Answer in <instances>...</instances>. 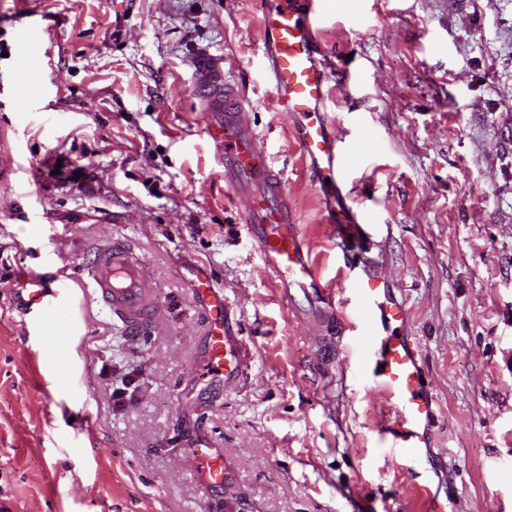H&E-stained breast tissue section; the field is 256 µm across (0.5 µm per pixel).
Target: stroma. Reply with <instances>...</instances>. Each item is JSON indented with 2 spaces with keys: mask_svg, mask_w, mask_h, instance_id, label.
Wrapping results in <instances>:
<instances>
[{
  "mask_svg": "<svg viewBox=\"0 0 512 512\" xmlns=\"http://www.w3.org/2000/svg\"><path fill=\"white\" fill-rule=\"evenodd\" d=\"M330 2L326 110L349 202L371 217L351 264L272 104L255 0H0V512H202L186 453L201 436L233 466L212 512H417L425 488L456 512H512V0ZM25 27L46 39L37 77ZM206 54L248 97L242 119L323 281L370 273L400 290L436 400L421 462L385 450L384 398L267 272L197 92ZM38 82L23 111L19 89ZM113 237L157 306L139 336L82 291ZM201 272L251 368L183 397L207 331ZM32 277L47 301L63 282L75 296L74 352L24 305ZM126 374L137 390L117 406Z\"/></svg>",
  "mask_w": 512,
  "mask_h": 512,
  "instance_id": "obj_1",
  "label": "stroma"
}]
</instances>
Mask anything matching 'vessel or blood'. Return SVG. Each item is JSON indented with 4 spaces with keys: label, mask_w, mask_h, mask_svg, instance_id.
Masks as SVG:
<instances>
[{
    "label": "vessel or blood",
    "mask_w": 512,
    "mask_h": 512,
    "mask_svg": "<svg viewBox=\"0 0 512 512\" xmlns=\"http://www.w3.org/2000/svg\"><path fill=\"white\" fill-rule=\"evenodd\" d=\"M262 14L260 38L271 86V98L287 118L305 169L320 191L326 222L341 243L359 238L367 214L348 204L343 174L344 151L334 123L325 110L328 73L319 26L324 14L319 0H258ZM23 59L39 66L41 41L21 31ZM202 87L221 116L214 140L224 157V180L234 191L252 199L247 222L251 238L266 268L281 288L306 294L322 321L336 315L337 291L329 288L311 258L305 235L288 211L281 173L268 163L256 131L241 122L248 104L244 93L224 78L221 61L201 60ZM89 295L139 334L154 323L155 301L143 288L145 273L129 246L120 239L96 248L87 264ZM208 315L203 341L210 383H235L251 368L243 343L229 332L227 304L208 275L192 284ZM357 304V324L337 326L339 334L354 333V356L361 370H372V388L388 401L391 414L382 432L390 453L407 461L421 457L433 430V399L421 382L422 347L408 332L405 303L387 282L375 276L357 278L349 286ZM197 464L205 491L223 488L232 468L209 440L199 439L188 449Z\"/></svg>",
    "instance_id": "vessel-or-blood-1"
}]
</instances>
